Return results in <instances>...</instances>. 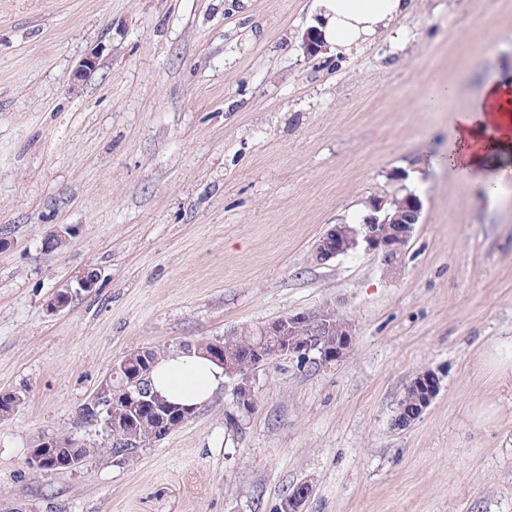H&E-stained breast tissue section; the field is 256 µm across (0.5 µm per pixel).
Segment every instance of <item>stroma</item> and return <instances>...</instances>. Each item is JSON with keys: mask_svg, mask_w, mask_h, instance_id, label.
<instances>
[{"mask_svg": "<svg viewBox=\"0 0 512 512\" xmlns=\"http://www.w3.org/2000/svg\"><path fill=\"white\" fill-rule=\"evenodd\" d=\"M313 0H0V512H512V184L451 170L410 184L420 224L396 263L319 264L318 238L360 221L397 174L447 147L455 117L512 72V0H416L350 51L304 45ZM98 52L94 73L80 61ZM457 84L443 111L434 80ZM64 231L67 246L45 241ZM94 269L59 312L57 289ZM334 308L331 364L279 357L227 428L224 385L136 461L43 471L113 363ZM432 404L395 426L424 370Z\"/></svg>", "mask_w": 512, "mask_h": 512, "instance_id": "obj_1", "label": "stroma"}]
</instances>
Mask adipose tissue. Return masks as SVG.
I'll return each instance as SVG.
<instances>
[{
  "mask_svg": "<svg viewBox=\"0 0 512 512\" xmlns=\"http://www.w3.org/2000/svg\"><path fill=\"white\" fill-rule=\"evenodd\" d=\"M413 2L316 0L314 28L324 43L350 47L392 29ZM447 162L460 174L462 183L481 184L490 194L512 175V75L487 84L458 114ZM223 383L222 367L186 349L169 352L153 372V386L161 396L190 408L207 403Z\"/></svg>",
  "mask_w": 512,
  "mask_h": 512,
  "instance_id": "obj_1",
  "label": "adipose tissue"
}]
</instances>
